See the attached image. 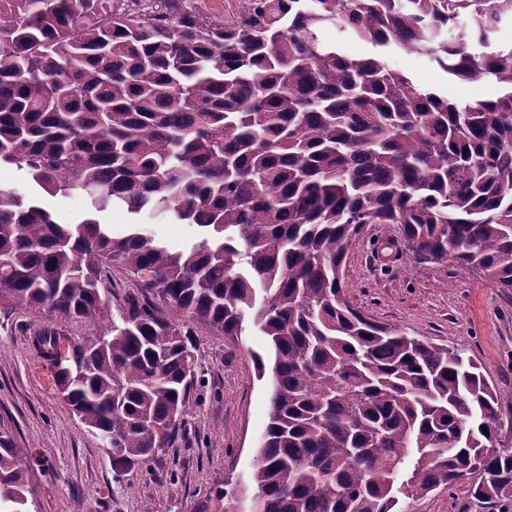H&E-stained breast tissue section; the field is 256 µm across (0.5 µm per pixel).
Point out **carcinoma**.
<instances>
[{
	"label": "carcinoma",
	"mask_w": 512,
	"mask_h": 512,
	"mask_svg": "<svg viewBox=\"0 0 512 512\" xmlns=\"http://www.w3.org/2000/svg\"><path fill=\"white\" fill-rule=\"evenodd\" d=\"M512 0H0V305L99 326L33 346L121 475L170 444L195 380L191 325L269 338L271 411L252 512H405L473 480L512 512L495 390L463 353L378 325L347 299L350 246L396 224L419 262L512 290ZM369 44L325 43L330 26ZM394 46L500 94L456 103L391 67ZM83 195L57 223L47 198ZM134 227L115 237L102 213ZM203 229L172 251L142 221ZM137 291L112 305V266ZM29 449L0 422V512H25ZM214 512H239L236 491ZM191 4L202 10L216 23L224 22L225 18L235 14L239 9L240 0H190Z\"/></svg>",
	"instance_id": "obj_1"
}]
</instances>
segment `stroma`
I'll return each instance as SVG.
<instances>
[{
	"mask_svg": "<svg viewBox=\"0 0 512 512\" xmlns=\"http://www.w3.org/2000/svg\"><path fill=\"white\" fill-rule=\"evenodd\" d=\"M391 66L450 100L493 98L486 81L448 80L427 57L400 48ZM395 226H372L346 258L354 307L378 323L454 347L478 364L499 403L501 447L512 448V290L485 282L451 261L417 263L403 254ZM49 316L0 308V421L30 448L26 512H205L224 485L247 479L269 422L270 384L255 355L269 340L252 324L230 338L194 328L196 377L185 423L169 447L145 465L116 475L99 440L57 396L31 345ZM407 512H483L466 483L414 499Z\"/></svg>",
	"mask_w": 512,
	"mask_h": 512,
	"instance_id": "1",
	"label": "stroma"
}]
</instances>
